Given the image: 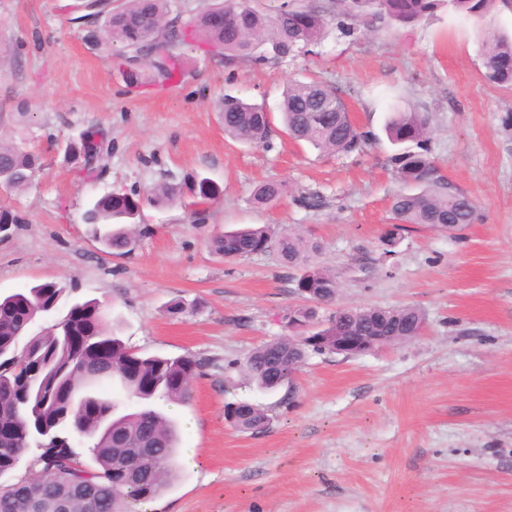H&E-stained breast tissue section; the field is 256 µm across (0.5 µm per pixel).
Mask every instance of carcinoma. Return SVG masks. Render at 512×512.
Instances as JSON below:
<instances>
[{"mask_svg": "<svg viewBox=\"0 0 512 512\" xmlns=\"http://www.w3.org/2000/svg\"><path fill=\"white\" fill-rule=\"evenodd\" d=\"M466 18H482L497 10L512 13V0H326L313 5L286 0L270 15L249 4L215 6L199 15L169 18V0H127L116 12L100 8L102 30L108 42L117 41L128 53L148 58L126 77L139 81L142 69L152 82L171 80L183 59L155 50L199 42L224 53L225 63L239 58H284L310 53L327 35L328 26L344 35L360 25L374 27L413 25L439 11ZM483 77L512 88V35L487 32L483 41ZM283 128L298 142L327 155L360 153L372 139L350 118L336 89L320 82L292 81L280 104ZM270 113L263 106L240 98L224 97V133L234 140L271 145ZM385 133L398 152L391 157L398 180L406 190L391 201L395 224L385 238L391 243L410 225L459 231L477 218V206L457 185L438 175L430 156V127L425 116L409 107L394 106ZM75 153L83 170L91 172L102 157L103 142L95 133L84 134ZM37 171V158L24 147L0 143V172L10 191L26 189ZM188 191L200 202L220 197L221 189L208 178H197ZM283 181L260 184L254 204L265 207L287 195ZM139 203L127 193L112 192L97 199L85 223L94 235L117 251L153 234L134 218ZM226 260L273 251L280 262L300 271L296 288L310 289L309 298L335 300L336 275L317 262L320 245L304 235L270 225L242 227L211 241ZM67 288L54 281L31 285L0 297V346H21L12 359L0 362V422L14 427L0 439V512H58L69 499V512H132L170 490L181 478L175 466L179 434L175 423L155 401L187 403L193 382L206 363L192 355H142L128 348L106 321L97 299L80 303L85 319L97 335L80 351L65 341V330L28 335L40 317L58 311ZM368 329L378 328L395 342L420 335L425 317L413 307L359 309ZM322 354L301 339L281 336L257 348L243 360L229 362L247 382L262 390L288 383L306 361L309 351ZM225 417L242 432L268 428L267 410L248 403L229 402ZM152 426L146 430L144 419ZM86 448L90 461L81 460L76 447ZM25 467V474L16 472Z\"/></svg>", "mask_w": 512, "mask_h": 512, "instance_id": "carcinoma-1", "label": "carcinoma"}]
</instances>
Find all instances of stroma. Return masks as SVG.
<instances>
[{"label": "stroma", "mask_w": 512, "mask_h": 512, "mask_svg": "<svg viewBox=\"0 0 512 512\" xmlns=\"http://www.w3.org/2000/svg\"><path fill=\"white\" fill-rule=\"evenodd\" d=\"M82 0H0V141L23 144L41 166L0 209L21 221L0 230V295L57 281L75 300L98 299L127 347L205 359L189 404L168 406L181 432L182 482L149 512H512V89L483 78L482 41L512 32L511 15L442 14L416 25L329 29L312 53L223 57L194 45L169 86L129 85L121 43L105 46L80 20ZM311 79L338 89L356 125L377 134L362 153L322 156L292 141L278 108L284 87ZM398 90L435 134L440 174L478 205L456 235L416 226L392 245L391 200L402 189L382 135L386 95ZM264 105L270 147L224 135V97ZM98 130L104 153L91 175L68 152ZM222 196L193 205L189 177ZM266 180L287 183L255 207ZM166 183L181 199L159 206ZM122 190L154 233L115 254L83 221L98 198ZM310 205H301V198ZM299 228L336 274L339 308L412 306L421 336L353 358L310 353L290 403L224 363L286 335L301 305L297 269L265 253L224 261L211 238L244 225ZM180 313H171L172 303ZM267 409L261 433L224 420V405ZM288 186L284 181L270 180L260 184L253 196L257 207H265L287 195Z\"/></svg>", "instance_id": "35a3bbf8"}]
</instances>
